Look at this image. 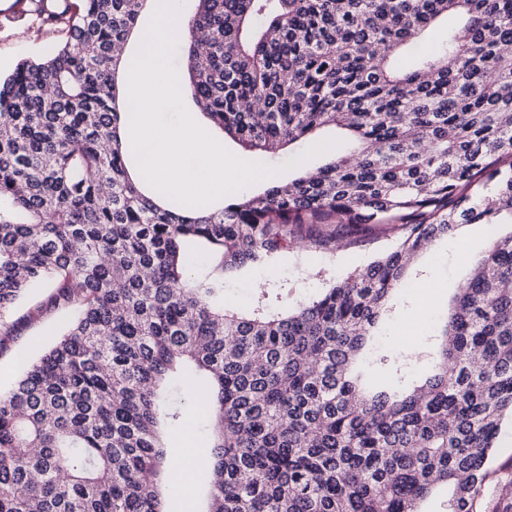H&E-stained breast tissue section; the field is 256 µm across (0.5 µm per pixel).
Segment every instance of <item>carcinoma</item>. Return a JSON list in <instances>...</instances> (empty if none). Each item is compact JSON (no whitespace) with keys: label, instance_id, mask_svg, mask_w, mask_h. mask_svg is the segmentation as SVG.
Listing matches in <instances>:
<instances>
[{"label":"carcinoma","instance_id":"obj_1","mask_svg":"<svg viewBox=\"0 0 512 512\" xmlns=\"http://www.w3.org/2000/svg\"><path fill=\"white\" fill-rule=\"evenodd\" d=\"M196 2L182 93L225 136L263 156L334 127L353 154L216 210L164 206L120 141L114 51L145 0H29L61 38L0 79V325L45 288L60 325L0 391V512H171L161 425L190 411L185 366L211 382L206 512H423L441 489L475 512L512 418V230L422 384L373 342L427 244L512 226V0ZM371 226L393 248L317 297L278 312L271 280L246 313L225 302L229 275ZM367 360L397 386H367Z\"/></svg>","mask_w":512,"mask_h":512}]
</instances>
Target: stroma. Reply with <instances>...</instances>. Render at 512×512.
Returning <instances> with one entry per match:
<instances>
[{"label":"stroma","instance_id":"obj_1","mask_svg":"<svg viewBox=\"0 0 512 512\" xmlns=\"http://www.w3.org/2000/svg\"><path fill=\"white\" fill-rule=\"evenodd\" d=\"M14 0H0V76L6 75L21 59L34 58L57 42L58 36L40 27L29 18L12 17ZM489 225L466 224L457 233L435 242L432 252L421 255L415 267L421 276L409 289L406 304L398 310L386 330L385 343L391 348L425 352V337L404 339L403 333L414 322L437 323L448 309L457 289L470 275L471 262L479 258L488 244ZM395 238L385 233L368 235L340 249L333 260L318 258L302 251H289L276 271L264 267L249 268L228 279L225 296L235 306L250 308L258 285L269 275L287 282L290 300H304L319 294L330 279H340L354 269L367 265L377 255L392 247ZM432 294H425V286ZM33 301L20 304L13 322L0 334V388H8L16 379L21 366L34 360L46 347L50 320L30 318ZM211 436L204 416H190L171 429L169 453L179 457L184 449L209 451ZM490 476L483 496L476 505L477 512H512V424L502 427L494 459L489 465Z\"/></svg>","mask_w":512,"mask_h":512}]
</instances>
